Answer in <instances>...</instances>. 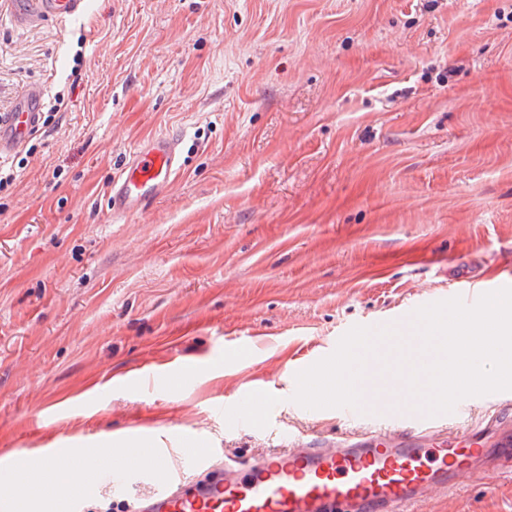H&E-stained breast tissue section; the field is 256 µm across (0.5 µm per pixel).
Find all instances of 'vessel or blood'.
I'll list each match as a JSON object with an SVG mask.
<instances>
[{
  "label": "vessel or blood",
  "instance_id": "obj_1",
  "mask_svg": "<svg viewBox=\"0 0 512 512\" xmlns=\"http://www.w3.org/2000/svg\"><path fill=\"white\" fill-rule=\"evenodd\" d=\"M85 6L86 0H37L32 8L14 7L12 20L20 27L44 18L63 21L82 14ZM44 97V88L32 85L11 112L0 116V158L12 155L37 130ZM180 145V134L168 132L134 152L112 180L107 207L113 215L144 210L160 196L179 166ZM506 285L503 279H489L476 288L464 283L458 294L471 305L483 293ZM440 431L435 419L418 417L391 433L375 430L368 441L354 446L324 448L311 442L301 450H275L252 461L219 460L210 449L199 448L197 474L169 476L139 500L136 512H409L427 489H452L463 474L478 473L487 461L512 469L511 446L483 447L474 433L438 448L412 442ZM161 454V449L138 443L120 453L108 448L94 456L70 452L77 479L64 494L70 504H79L85 478L108 472L119 482L140 464H156Z\"/></svg>",
  "mask_w": 512,
  "mask_h": 512
}]
</instances>
